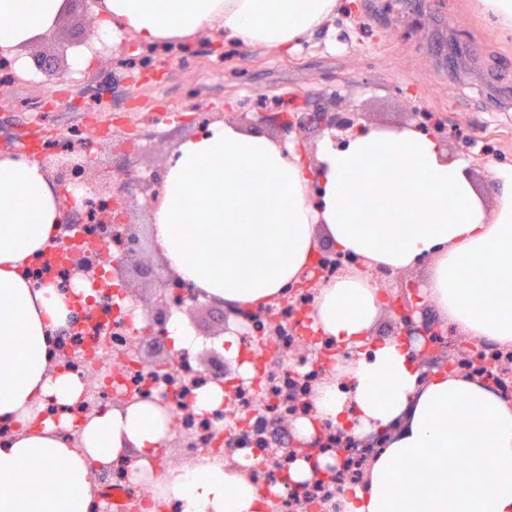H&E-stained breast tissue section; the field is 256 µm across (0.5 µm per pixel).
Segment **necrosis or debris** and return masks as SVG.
Returning <instances> with one entry per match:
<instances>
[{
  "mask_svg": "<svg viewBox=\"0 0 512 512\" xmlns=\"http://www.w3.org/2000/svg\"><path fill=\"white\" fill-rule=\"evenodd\" d=\"M309 295H298L274 309L272 316L249 315L238 319L237 340L240 349L255 354L264 365L260 378H237L234 408L218 414L201 413L197 407L199 391L211 385L212 376L195 368L190 350H181L174 369L145 378L134 369V338L132 328L145 320L144 314L132 303L121 305L119 317L98 312L75 328L68 340L73 347H93L104 353L105 361L96 367L79 368L88 402L102 405L114 393L125 392L152 399L161 394L175 395L170 418L174 426L190 430L195 443L186 455L195 458L212 449L215 438L224 434L225 427L235 425L238 418L249 417V428L240 431L235 450L225 453L227 462L253 455L262 450L252 469L254 481L269 493L267 512H335L336 497L347 486L355 484L360 465L373 452V445L363 444L361 437L344 439L342 433L329 431V447L345 446L346 466L337 468L336 481L328 488L308 484L300 489L288 485L287 474L292 456L287 449L292 440L288 435H276L279 422L299 417V410L290 407L293 399L310 404L313 389L323 376L322 368L312 360H302L298 351L305 340L299 325L301 315L312 305ZM472 370L494 374L496 389L512 393V349L495 342L477 344L462 357ZM114 374L113 383H105L107 374ZM103 491L113 512H135L152 496L151 488L136 480L127 468H114L104 482Z\"/></svg>",
  "mask_w": 512,
  "mask_h": 512,
  "instance_id": "obj_1",
  "label": "necrosis or debris"
}]
</instances>
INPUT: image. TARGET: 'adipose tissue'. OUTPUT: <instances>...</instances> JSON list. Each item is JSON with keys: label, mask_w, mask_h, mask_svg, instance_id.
Wrapping results in <instances>:
<instances>
[{"label": "adipose tissue", "mask_w": 512, "mask_h": 512, "mask_svg": "<svg viewBox=\"0 0 512 512\" xmlns=\"http://www.w3.org/2000/svg\"><path fill=\"white\" fill-rule=\"evenodd\" d=\"M67 9V0H0V60L24 69L23 49ZM343 9L342 0H101L99 16L115 41L186 46L219 30L240 45L288 51ZM314 158L306 166L294 144L221 121L180 142L152 214L165 262L233 309L281 297L321 245L356 260L321 286L309 318L359 358L347 387L331 379L319 388L296 437L312 440L322 420L355 433L390 429L362 481L342 494L343 512H512V402L461 373L422 377L402 341L377 338L383 300L369 275L429 261L425 303L471 339L512 345V167L495 169L490 206L467 163L417 130H362L340 146L327 136ZM62 221L47 164L0 154V422L14 427L0 440V512H92L96 474L118 461L184 512H263L251 461L228 467L206 456L158 475L171 423L156 402L87 416L75 439L60 432L74 422L67 412L41 419L45 400L66 409L82 392L53 345L77 300L26 275ZM422 458L427 471L406 479L403 467Z\"/></svg>", "instance_id": "ef3b65f1"}]
</instances>
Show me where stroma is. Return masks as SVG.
<instances>
[{
	"label": "stroma",
	"mask_w": 512,
	"mask_h": 512,
	"mask_svg": "<svg viewBox=\"0 0 512 512\" xmlns=\"http://www.w3.org/2000/svg\"><path fill=\"white\" fill-rule=\"evenodd\" d=\"M332 27L309 36L298 49H248L223 34L200 38V51L134 47L133 58L150 56L156 77L113 88L119 73L103 58L89 73L43 82L41 77L0 84V153L10 143L40 146L50 133L70 131L95 120L106 136L91 151L90 178L112 172L120 160L119 135L134 128L147 141L136 160L141 172L165 168L174 148L198 134L204 123H237L234 107L248 98L274 100L297 93L313 100L341 93L370 126L400 128L415 109H425L458 125L465 135L498 134L493 155L479 156L470 170L486 199H493L494 167H512V39L497 37L480 22L471 0H355ZM93 0H72L54 31L23 50L24 56L63 59L85 31ZM197 112V122L154 127L152 116L168 111ZM150 278L134 277L133 299L151 313L167 272L155 243L143 241L133 259ZM205 339L192 349L203 368L206 349L220 347V320L196 306L180 315Z\"/></svg>",
	"instance_id": "stroma-1"
}]
</instances>
